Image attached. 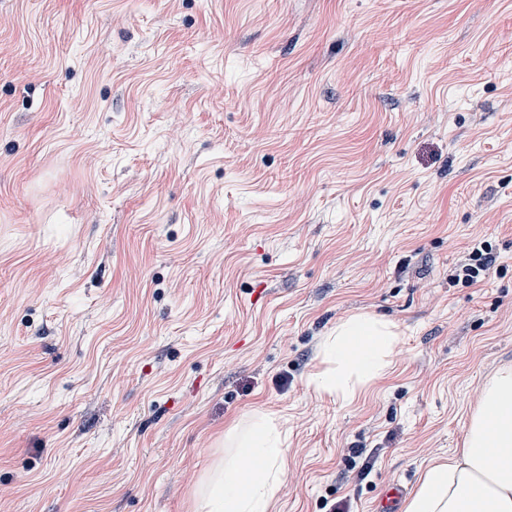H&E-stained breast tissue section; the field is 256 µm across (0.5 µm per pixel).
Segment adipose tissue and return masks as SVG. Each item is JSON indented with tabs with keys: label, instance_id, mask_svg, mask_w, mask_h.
Returning <instances> with one entry per match:
<instances>
[{
	"label": "adipose tissue",
	"instance_id": "1",
	"mask_svg": "<svg viewBox=\"0 0 512 512\" xmlns=\"http://www.w3.org/2000/svg\"><path fill=\"white\" fill-rule=\"evenodd\" d=\"M399 339L391 321L352 315L325 341L327 369L310 380L318 393L353 402L391 369ZM286 466V436L262 417L236 441L205 484L197 512H269ZM405 512H512V366H502L471 414L462 448L424 471Z\"/></svg>",
	"mask_w": 512,
	"mask_h": 512
}]
</instances>
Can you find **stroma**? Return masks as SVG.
<instances>
[{
    "mask_svg": "<svg viewBox=\"0 0 512 512\" xmlns=\"http://www.w3.org/2000/svg\"><path fill=\"white\" fill-rule=\"evenodd\" d=\"M506 363L512 0H0V512H195L258 415L272 512H378ZM495 261L487 244L474 247L461 263L460 274L456 275V280H461L466 286H472L485 278ZM398 335L394 323L371 313L340 321L325 341L324 358L330 367L316 373L309 384L318 393L353 402L367 383L390 371Z\"/></svg>",
    "mask_w": 512,
    "mask_h": 512,
    "instance_id": "stroma-1",
    "label": "stroma"
}]
</instances>
